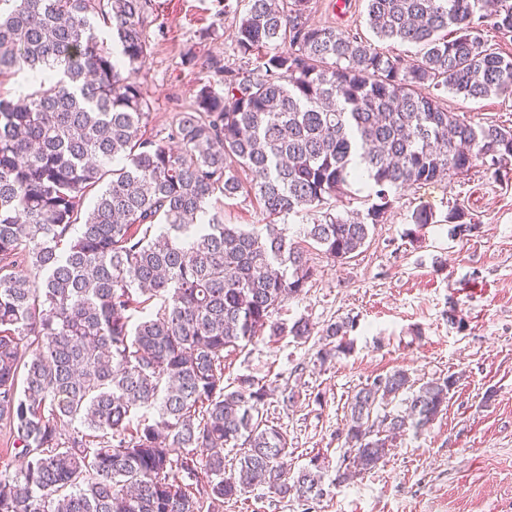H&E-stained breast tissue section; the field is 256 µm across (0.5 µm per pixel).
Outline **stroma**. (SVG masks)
I'll list each match as a JSON object with an SVG mask.
<instances>
[{"label": "stroma", "mask_w": 512, "mask_h": 512, "mask_svg": "<svg viewBox=\"0 0 512 512\" xmlns=\"http://www.w3.org/2000/svg\"><path fill=\"white\" fill-rule=\"evenodd\" d=\"M155 2L139 78L158 129L174 124L212 81L209 57H232V22L244 0ZM310 19L373 36L366 0H313ZM446 101L471 123L512 126V96L450 93ZM455 205L476 224L472 237H451L444 217ZM421 207L436 221L415 233L410 216ZM311 259L316 275L306 294L277 318L305 317L318 328L353 318L350 354L319 365L317 339L283 336L227 357L224 380L251 375L272 389L268 416L288 436L290 463L298 469L312 456L324 458L325 493L306 506L258 488L225 502L222 512H512V173L496 179L477 167L410 187L353 258L315 251ZM453 301L467 320L461 332L448 324ZM394 369L425 381L455 376L446 413L406 432L371 473L336 483L351 395ZM286 389L296 393L287 405Z\"/></svg>", "instance_id": "1"}]
</instances>
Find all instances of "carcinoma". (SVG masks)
Returning a JSON list of instances; mask_svg holds the SVG:
<instances>
[{
	"label": "carcinoma",
	"mask_w": 512,
	"mask_h": 512,
	"mask_svg": "<svg viewBox=\"0 0 512 512\" xmlns=\"http://www.w3.org/2000/svg\"><path fill=\"white\" fill-rule=\"evenodd\" d=\"M154 11L0 0V86L21 72L39 84L0 95V422L20 461L0 473V512H216L256 488L322 497L325 461L291 473L270 390L250 375L224 384L225 354L314 335L305 318L274 319L310 283L309 249L343 262L402 189L512 168V126L474 125L444 98L512 94V56L484 39L512 33V0H367L378 41L420 49L407 64L311 23L312 0H247L236 62L208 59L224 94L200 87L177 126L149 132L139 73ZM242 172L262 224L224 222ZM358 191L365 212L332 213ZM304 211L321 217L302 245L283 221ZM446 219L454 238L477 229L458 205ZM411 222L412 236L435 216ZM354 327L322 329L318 359L350 351ZM456 384L396 369L362 385L336 482L430 427Z\"/></svg>",
	"instance_id": "cac0c4a2"
}]
</instances>
